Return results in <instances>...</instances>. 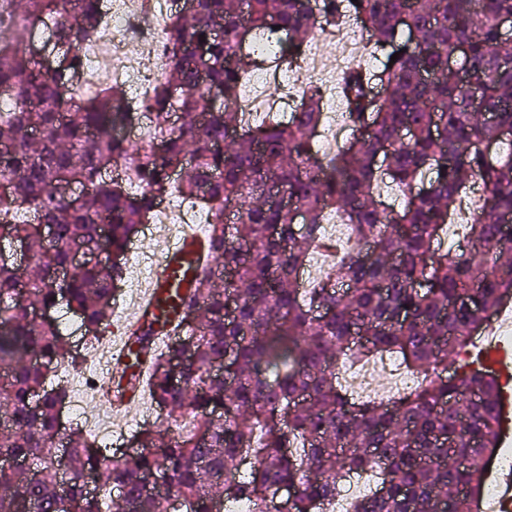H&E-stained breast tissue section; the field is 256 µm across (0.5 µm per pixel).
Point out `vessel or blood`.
<instances>
[{
	"label": "vessel or blood",
	"mask_w": 512,
	"mask_h": 512,
	"mask_svg": "<svg viewBox=\"0 0 512 512\" xmlns=\"http://www.w3.org/2000/svg\"><path fill=\"white\" fill-rule=\"evenodd\" d=\"M206 262L205 240L193 231H186L177 244L164 247L163 259L145 285L124 336L113 349L112 371L100 394L106 409L129 413L136 408L149 359L137 351L133 338L148 320L154 323L155 341L173 334Z\"/></svg>",
	"instance_id": "vessel-or-blood-1"
}]
</instances>
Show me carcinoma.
I'll return each mask as SVG.
<instances>
[{
  "mask_svg": "<svg viewBox=\"0 0 512 512\" xmlns=\"http://www.w3.org/2000/svg\"><path fill=\"white\" fill-rule=\"evenodd\" d=\"M98 2L27 0L51 33L47 67L21 39L0 44V91L14 99L0 109V457L25 461L0 467V512H170L172 498L181 512H283L282 488L294 489L288 512H319L352 471L369 492L348 512H479L502 383L476 340L512 303V41L498 27L512 0H249L245 17L243 0H195L172 13L168 63L136 108L106 78L94 93L72 84L77 45L105 24ZM348 15L385 54L379 74L342 79L353 137L331 155L317 149V85L289 120L243 122L250 74L289 68L314 25L338 29ZM137 110L160 146L149 154L122 134ZM476 179L484 199L462 244L438 247ZM281 187L294 206L273 200ZM175 191L206 212L212 264L164 348L151 347L150 325L137 338L150 356L146 392L165 414L128 456L74 427L63 496L55 434L69 386L58 372L82 355L54 314L98 339L125 265L76 266L61 283L54 273L75 244L125 255ZM330 216L352 236L303 288ZM19 253L35 258L22 275ZM385 354L417 384L386 402L352 397L342 367ZM216 364L226 377L210 374Z\"/></svg>",
  "mask_w": 512,
  "mask_h": 512,
  "instance_id": "carcinoma-1",
  "label": "carcinoma"
}]
</instances>
